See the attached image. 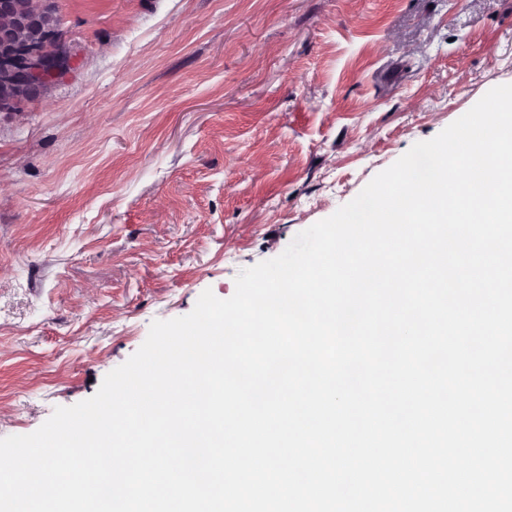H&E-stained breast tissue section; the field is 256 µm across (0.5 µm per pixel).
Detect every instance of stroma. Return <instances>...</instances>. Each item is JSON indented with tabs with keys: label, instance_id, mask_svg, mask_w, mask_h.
I'll list each match as a JSON object with an SVG mask.
<instances>
[{
	"label": "stroma",
	"instance_id": "1",
	"mask_svg": "<svg viewBox=\"0 0 512 512\" xmlns=\"http://www.w3.org/2000/svg\"><path fill=\"white\" fill-rule=\"evenodd\" d=\"M69 72L0 112V438L512 84V0H56Z\"/></svg>",
	"mask_w": 512,
	"mask_h": 512
}]
</instances>
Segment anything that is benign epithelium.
Returning <instances> with one entry per match:
<instances>
[{
    "mask_svg": "<svg viewBox=\"0 0 512 512\" xmlns=\"http://www.w3.org/2000/svg\"><path fill=\"white\" fill-rule=\"evenodd\" d=\"M42 27L43 44H25L4 57L8 82L34 97L71 68L73 55L58 25L53 0H41L39 9L26 14L18 0H0V44H10L29 27Z\"/></svg>",
    "mask_w": 512,
    "mask_h": 512,
    "instance_id": "7a95c632",
    "label": "benign epithelium"
}]
</instances>
